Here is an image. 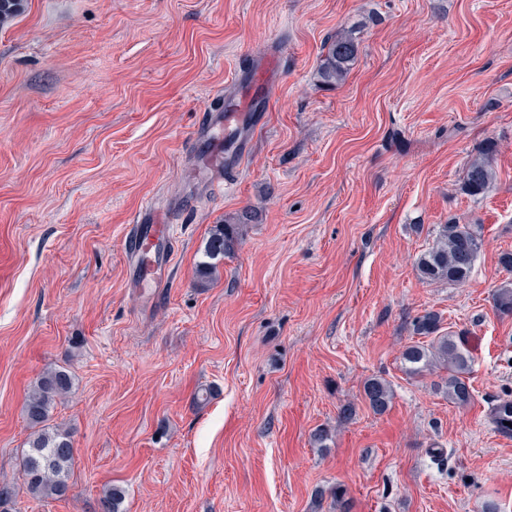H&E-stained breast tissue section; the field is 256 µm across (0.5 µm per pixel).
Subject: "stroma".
Listing matches in <instances>:
<instances>
[{
    "label": "stroma",
    "instance_id": "obj_1",
    "mask_svg": "<svg viewBox=\"0 0 512 512\" xmlns=\"http://www.w3.org/2000/svg\"><path fill=\"white\" fill-rule=\"evenodd\" d=\"M354 31L346 80L325 42ZM288 49L275 108L221 197L191 142L215 98L270 42ZM495 141L482 199L465 168ZM178 251L160 302L131 286L126 233L145 200ZM256 210L211 283L214 225ZM457 217L483 227L469 280L415 260ZM512 0H27L0 24V484L13 512H512V437L488 421L512 391ZM474 364L464 408L440 372L401 360L424 311ZM67 369L51 422L75 464L66 498L35 500L20 462L27 395ZM390 383L383 414L363 400ZM355 409L352 419L343 406ZM328 434L325 447L312 441ZM326 53L318 73L329 84L345 80L359 53V41L352 31L338 32L324 46ZM393 391L390 383L382 377H371L364 382L363 397L375 413H383L391 403Z\"/></svg>",
    "mask_w": 512,
    "mask_h": 512
}]
</instances>
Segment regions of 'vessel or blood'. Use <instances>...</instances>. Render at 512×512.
<instances>
[{
	"mask_svg": "<svg viewBox=\"0 0 512 512\" xmlns=\"http://www.w3.org/2000/svg\"><path fill=\"white\" fill-rule=\"evenodd\" d=\"M286 54L284 45L272 43L261 63L249 72L250 84L266 89L273 86L279 77L280 61ZM252 104V99L248 98L241 105L217 109L202 129L201 137L209 144L206 186L210 195H223L228 187L224 174L231 164V154H245L249 146L248 133L259 132L264 126L265 113L252 111ZM175 238L169 219L158 215L152 205H144L133 221L127 240L136 286L146 285L157 291L166 287L163 272L173 263Z\"/></svg>",
	"mask_w": 512,
	"mask_h": 512,
	"instance_id": "obj_1",
	"label": "vessel or blood"
}]
</instances>
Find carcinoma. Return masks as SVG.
I'll return each mask as SVG.
<instances>
[{
	"label": "carcinoma",
	"mask_w": 512,
	"mask_h": 512,
	"mask_svg": "<svg viewBox=\"0 0 512 512\" xmlns=\"http://www.w3.org/2000/svg\"><path fill=\"white\" fill-rule=\"evenodd\" d=\"M25 0H0V23L18 14ZM326 53L318 73L329 84L345 80L359 53L358 38L351 31H343L330 38L324 46ZM495 145H487L467 165L463 190L473 198L487 194L496 181L493 166ZM255 220V213L244 210L224 217V223L211 230L205 248L207 260L196 265L201 282L212 280L216 265L211 260L235 253L242 245L243 227ZM482 225L462 224L457 218L442 225L435 246L421 254L415 265L418 278L424 282L458 284L471 275L481 247ZM494 307L503 314H512V285L506 283L494 294ZM441 318L435 311H426L414 318L412 331L417 336L430 338L427 345L413 344L402 352L406 372L418 375L437 369L446 372L438 390L453 404L468 406L473 400L469 384L472 356L462 342L451 333L439 334ZM73 377L65 369L43 373L32 386L25 402L26 418L34 428L28 441L21 471L27 494L38 499H62L69 491L68 476L75 462V451L68 433L49 424L57 399L71 392ZM393 391L382 377H371L364 382L363 397L375 413H383L391 403ZM124 490L118 486L106 488L99 497V512H122Z\"/></svg>",
	"instance_id": "cac0c4a2"
}]
</instances>
